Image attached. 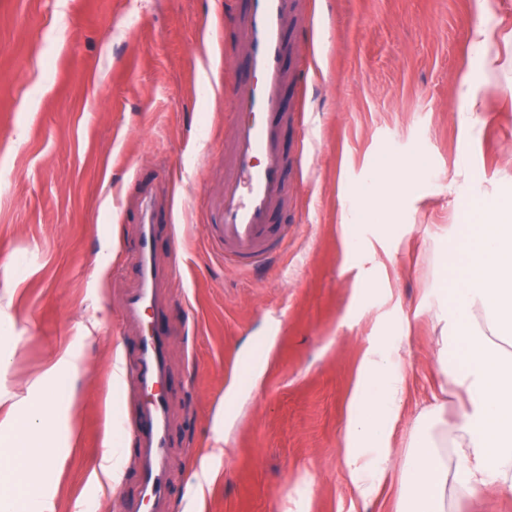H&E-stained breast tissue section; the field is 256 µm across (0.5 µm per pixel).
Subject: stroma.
<instances>
[{
  "instance_id": "stroma-1",
  "label": "stroma",
  "mask_w": 512,
  "mask_h": 512,
  "mask_svg": "<svg viewBox=\"0 0 512 512\" xmlns=\"http://www.w3.org/2000/svg\"><path fill=\"white\" fill-rule=\"evenodd\" d=\"M496 2L507 43L489 68L468 46L475 0H300L307 23L282 59L286 190L268 217L288 246L243 273L207 226L235 93L255 80L247 0H0V313L17 344L0 392L25 396L65 349L83 358L41 480L54 512L140 505L130 427L144 396L108 375L151 328L168 341L155 512H393L416 411L439 385L442 261L463 210L512 193V0ZM467 71L485 104L470 130L458 123ZM414 157L427 173L392 213L343 223L380 163ZM144 199L164 277L133 323L122 302L139 285ZM385 336L401 345L405 407L364 502L346 427L359 365ZM113 449L121 472L102 493L90 475Z\"/></svg>"
}]
</instances>
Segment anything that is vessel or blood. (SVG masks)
Returning <instances> with one entry per match:
<instances>
[{
  "label": "vessel or blood",
  "mask_w": 512,
  "mask_h": 512,
  "mask_svg": "<svg viewBox=\"0 0 512 512\" xmlns=\"http://www.w3.org/2000/svg\"><path fill=\"white\" fill-rule=\"evenodd\" d=\"M298 0H249L239 20L241 39L256 81L239 95L240 112L233 131L232 164L224 172L221 221L212 225L224 246V259L243 271L261 255L281 249L283 240L268 222L270 211L285 191L287 160L281 149V132L288 121L280 104L285 82L282 58L285 33L299 25ZM153 226L140 227L139 245L132 260L140 271V285L123 301L127 318H139L153 303L158 273L152 262ZM167 342L161 335L144 337L131 377L140 387L155 385L164 377ZM165 402L146 405L135 425L144 462L143 490H160L166 446Z\"/></svg>",
  "instance_id": "b4317fda"
}]
</instances>
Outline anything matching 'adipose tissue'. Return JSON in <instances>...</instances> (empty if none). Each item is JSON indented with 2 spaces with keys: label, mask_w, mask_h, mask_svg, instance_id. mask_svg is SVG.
Masks as SVG:
<instances>
[{
  "label": "adipose tissue",
  "mask_w": 512,
  "mask_h": 512,
  "mask_svg": "<svg viewBox=\"0 0 512 512\" xmlns=\"http://www.w3.org/2000/svg\"><path fill=\"white\" fill-rule=\"evenodd\" d=\"M457 244L462 261L449 267L451 305L442 333L464 358L450 361L443 349L437 361L444 386L462 392L464 401L451 421L439 394L419 409L420 451L406 464V505L396 512H447L452 491L461 497L512 495V351L499 344L504 337L512 341V199L486 202L477 223L461 225ZM64 371H79L67 351L25 408L7 405L0 419V512H49L37 478L55 463L52 434ZM405 388L394 351L366 352L347 425L351 489L361 500L381 484L384 468L373 453L392 433Z\"/></svg>",
  "instance_id": "ef3b65f1"
}]
</instances>
